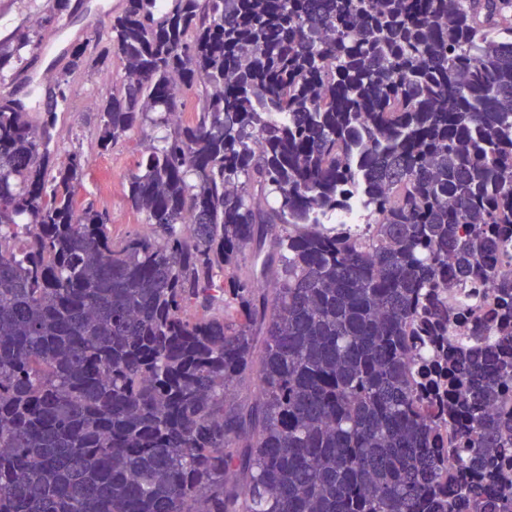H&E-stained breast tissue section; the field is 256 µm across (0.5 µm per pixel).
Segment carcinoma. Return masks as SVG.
<instances>
[{"instance_id": "cac0c4a2", "label": "carcinoma", "mask_w": 512, "mask_h": 512, "mask_svg": "<svg viewBox=\"0 0 512 512\" xmlns=\"http://www.w3.org/2000/svg\"><path fill=\"white\" fill-rule=\"evenodd\" d=\"M110 54L147 236L79 198L66 78L0 100V512H512V283L448 342V259L512 234V0H124L68 68Z\"/></svg>"}]
</instances>
